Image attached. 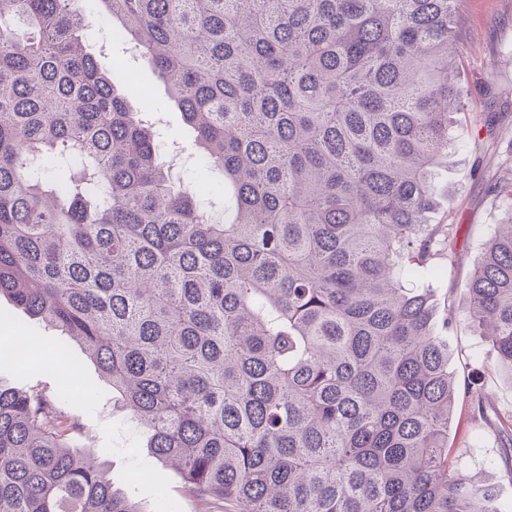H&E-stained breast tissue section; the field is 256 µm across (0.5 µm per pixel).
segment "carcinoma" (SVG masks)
<instances>
[{
  "label": "carcinoma",
  "mask_w": 512,
  "mask_h": 512,
  "mask_svg": "<svg viewBox=\"0 0 512 512\" xmlns=\"http://www.w3.org/2000/svg\"><path fill=\"white\" fill-rule=\"evenodd\" d=\"M100 2L224 174V220L84 50L74 0H0V294L80 342L201 500L497 512L448 459L458 398L480 420L486 397L405 286L451 251L429 214L465 0ZM468 295L512 370V221ZM67 389L0 387V512H142L73 444Z\"/></svg>",
  "instance_id": "cac0c4a2"
}]
</instances>
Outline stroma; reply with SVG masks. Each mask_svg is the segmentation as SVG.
Listing matches in <instances>:
<instances>
[{"label":"stroma","mask_w":512,"mask_h":512,"mask_svg":"<svg viewBox=\"0 0 512 512\" xmlns=\"http://www.w3.org/2000/svg\"><path fill=\"white\" fill-rule=\"evenodd\" d=\"M86 18L83 41L100 66H123L137 76L125 88L132 109L151 112L161 122V145L179 143L183 158L176 168L181 180L213 200L224 198L220 171L198 166L189 128L170 99L165 84L144 66L124 40H115V23L99 0H75ZM453 78L465 91L463 112L455 128L448 171L436 182L438 207L431 223L452 225L451 259H438V277L429 281L438 303V318L452 317L448 332L449 369L482 391L489 400L488 420L474 421L467 403L451 417L448 445L463 449L461 466L480 483L495 485L497 504L512 512V479L505 477L499 417H512V372L503 368L485 336L466 318V284L480 261L486 239L496 225L512 219V208L494 199L490 186L505 174L502 160L512 156V0H467L458 68ZM35 337L27 356L10 359L19 337ZM73 375L71 408L83 431V448L107 449L112 484L139 503L143 512H207L177 473L153 458L136 422L115 405L111 388L76 342L28 316L0 296V385L55 393L61 369Z\"/></svg>","instance_id":"1"}]
</instances>
